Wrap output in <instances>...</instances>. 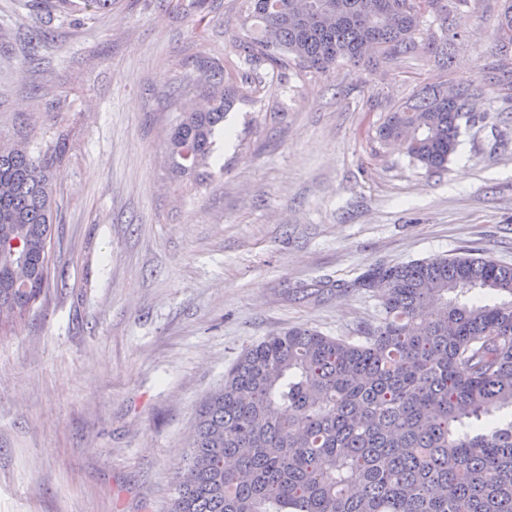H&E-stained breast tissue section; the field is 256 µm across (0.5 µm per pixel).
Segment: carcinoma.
<instances>
[{"label": "carcinoma", "mask_w": 512, "mask_h": 512, "mask_svg": "<svg viewBox=\"0 0 512 512\" xmlns=\"http://www.w3.org/2000/svg\"><path fill=\"white\" fill-rule=\"evenodd\" d=\"M294 0H244L262 34L231 39L252 65L327 72L364 58L371 40L397 62L417 50L426 15L448 21L449 0H315L322 18L295 14ZM112 0H80L94 21ZM512 50V3L499 23ZM457 30L425 46L448 67ZM194 86L212 92L205 111L182 112L167 130L175 174L205 176L224 116L257 90L251 75L223 87L224 64L200 59ZM433 85L383 117L375 139L397 143L410 162L447 169L472 119V85L448 99ZM58 136L34 157L0 148V308L17 313L50 283L56 201L52 167L66 152ZM17 275L27 287H13ZM379 293L376 321L351 335L290 327L245 349L204 403L191 451L175 478L172 512H512V265L472 251L375 265L351 284ZM479 288L490 304L448 301Z\"/></svg>", "instance_id": "carcinoma-1"}]
</instances>
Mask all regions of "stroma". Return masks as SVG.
Segmentation results:
<instances>
[{
	"mask_svg": "<svg viewBox=\"0 0 512 512\" xmlns=\"http://www.w3.org/2000/svg\"><path fill=\"white\" fill-rule=\"evenodd\" d=\"M0 0V144L59 133L50 284L0 330V512H169L187 436L248 346L292 326L347 336L373 265L476 250L512 264V86L495 80L502 0H468L447 70L337 61L236 101L203 183L173 173L167 92L198 58L239 80V0H112L96 21ZM49 44L29 48L33 27ZM38 62L20 70L25 54ZM480 86L447 171L373 139L425 86Z\"/></svg>",
	"mask_w": 512,
	"mask_h": 512,
	"instance_id": "1",
	"label": "stroma"
}]
</instances>
